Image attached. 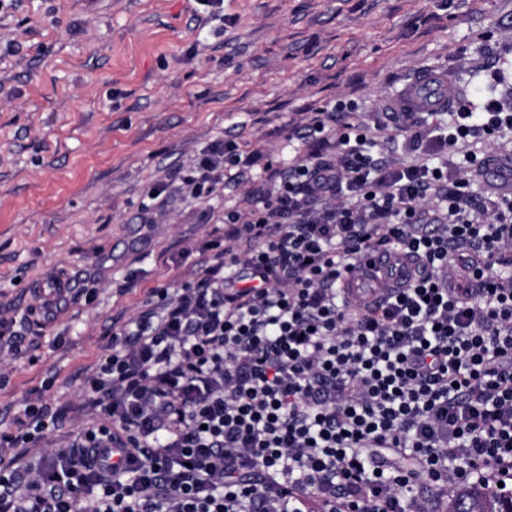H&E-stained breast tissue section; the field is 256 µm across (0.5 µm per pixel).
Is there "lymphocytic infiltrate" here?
Instances as JSON below:
<instances>
[{
    "label": "lymphocytic infiltrate",
    "instance_id": "f902f5d3",
    "mask_svg": "<svg viewBox=\"0 0 512 512\" xmlns=\"http://www.w3.org/2000/svg\"><path fill=\"white\" fill-rule=\"evenodd\" d=\"M451 117L395 168L353 104L312 113L315 151L266 163L269 192L225 211L197 279L113 332L87 381L99 420L38 468L48 404L0 433V512H441L461 485L511 494L512 194L475 202L430 156L512 131V111L463 98ZM253 159L214 143L184 184L205 198ZM385 251L414 274L347 305L341 273Z\"/></svg>",
    "mask_w": 512,
    "mask_h": 512
}]
</instances>
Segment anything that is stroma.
<instances>
[{"instance_id":"1","label":"stroma","mask_w":512,"mask_h":512,"mask_svg":"<svg viewBox=\"0 0 512 512\" xmlns=\"http://www.w3.org/2000/svg\"><path fill=\"white\" fill-rule=\"evenodd\" d=\"M498 67L501 82L488 83ZM448 73L458 94L490 87L512 110V0H5L0 5V316L29 348L0 350V431L34 401L57 425L40 464L97 411L85 377L113 329L150 289L192 280L224 212L247 211L258 166L203 199L182 179L232 137L261 161L303 149L294 126L312 109L353 100L387 111L415 72ZM505 160L512 133L444 149ZM166 188L165 204L149 196ZM155 221H141L144 209ZM68 282L55 318L35 294Z\"/></svg>"}]
</instances>
